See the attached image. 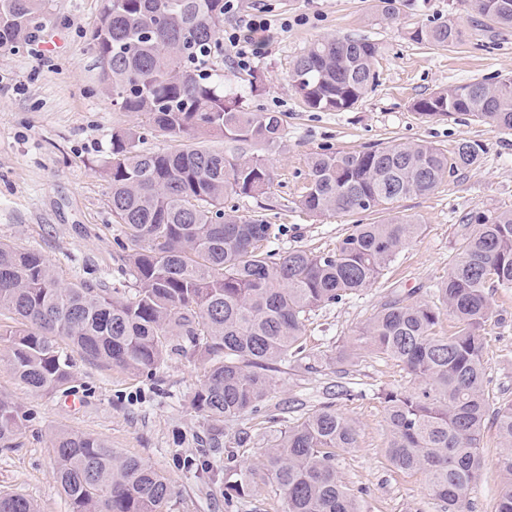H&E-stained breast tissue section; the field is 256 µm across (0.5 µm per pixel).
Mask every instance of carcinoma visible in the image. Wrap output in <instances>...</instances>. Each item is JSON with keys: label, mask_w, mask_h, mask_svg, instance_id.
<instances>
[{"label": "carcinoma", "mask_w": 512, "mask_h": 512, "mask_svg": "<svg viewBox=\"0 0 512 512\" xmlns=\"http://www.w3.org/2000/svg\"><path fill=\"white\" fill-rule=\"evenodd\" d=\"M47 0H0V46L24 42L39 27ZM482 26L512 29V0H467ZM224 0H101L91 33L95 63L113 99L143 113L164 134L191 144L174 152L134 149L136 133L112 138L110 204L126 239L134 292L60 283L42 255L0 242V345L19 382L53 393L71 380L72 359L57 345L107 366L153 376L175 349L198 356L204 378L191 399L203 418L202 447L223 446L224 423L258 411L272 392L271 372L306 359L302 333L315 309L377 282L400 249L422 231L410 216L354 224L327 252L261 249L273 225L227 212L230 194L256 197L272 184L262 155L227 154L210 138L281 148L282 119L252 112L224 94V74L205 65L224 30ZM417 44L457 45L460 23L448 18L408 32ZM376 45L336 36L312 42L296 59L292 82L318 112L353 108L376 82ZM426 117L471 115L512 130V78L450 86L416 100ZM481 144L463 139L450 151L423 142L355 151L317 152L297 200L316 215L384 214L408 196L435 191L448 173L479 163ZM462 238L434 301L384 304L358 337L359 346L400 362L420 386L381 388L388 455L402 472L421 473L445 512H466L481 468V433L495 412L503 489L495 512H512V403L491 408L485 396V326L493 311L486 289L512 288V210L480 212ZM457 330L441 336L440 310ZM26 415L0 396V449L21 445ZM352 419L326 403L271 437L257 469L225 449L224 499L272 485L284 512H359L336 472V449L355 448ZM54 479L69 512H165L175 495L168 478L101 437L57 429L50 438ZM0 512H37L29 499L0 493Z\"/></svg>", "instance_id": "1"}]
</instances>
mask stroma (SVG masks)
<instances>
[{"label":"stroma","mask_w":512,"mask_h":512,"mask_svg":"<svg viewBox=\"0 0 512 512\" xmlns=\"http://www.w3.org/2000/svg\"><path fill=\"white\" fill-rule=\"evenodd\" d=\"M100 6L101 0H50L37 34L51 67L39 65L28 43L0 49V241L41 253L61 283L83 280L127 292L133 280L104 174L112 162V136L137 127L138 149L150 152L180 149L184 140L152 131L143 114L115 105L98 81L89 37ZM270 9L273 25L264 56L248 69L238 67L227 50L215 61L229 98L283 119V145L267 156L274 173L271 188L256 198L228 201L236 215L280 225L269 249L332 250L358 220L354 214L315 216L297 208L313 153L419 141L449 150L467 139L480 143L485 154L479 166L449 175L435 192L395 203L394 214L421 224L420 236L401 250L378 283L310 314L304 343L311 369L291 364L274 372L262 412L227 425L226 434L247 432L238 455L256 465L277 429L274 416L294 422L333 404L359 426L357 447L337 450L336 471L358 495L361 512H443L423 474L391 464L385 406L372 395L378 388L415 389L418 379L400 363L356 348L354 341L386 301L432 300L463 235L476 230L463 224L465 215L512 209V131L465 115L429 119L413 109L418 98L451 85L512 77V31L483 30L464 0H409L394 18L383 14L379 0H270ZM448 17L464 27L459 45L425 48L409 40L411 28ZM285 19L290 25L284 29ZM347 34L376 44L377 85L350 110L307 111L292 86L296 57L317 39ZM489 297L486 392L500 403L512 400V289H490ZM203 373L199 359L180 352L170 353L150 378L77 356L69 392L36 394L0 355V394L12 397L29 418L21 447L0 451V491L27 497L39 512H68L54 479L48 434L70 428L104 438L164 474L177 491L168 512H283L274 487L263 486L230 504L223 474L182 469L183 460L202 457V419L190 399ZM338 382L355 390V398L332 395ZM499 454L497 431L485 423L482 468L471 488L469 512H495L502 491Z\"/></svg>","instance_id":"obj_1"}]
</instances>
